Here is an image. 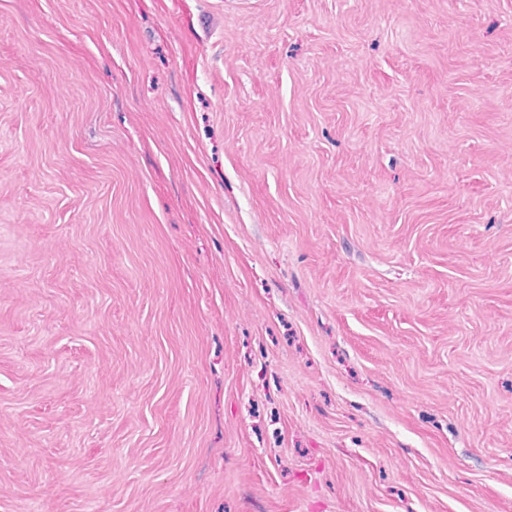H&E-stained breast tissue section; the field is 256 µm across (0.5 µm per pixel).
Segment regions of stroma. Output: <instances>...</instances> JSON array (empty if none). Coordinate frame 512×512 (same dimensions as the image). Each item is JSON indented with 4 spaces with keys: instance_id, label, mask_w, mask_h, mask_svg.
<instances>
[{
    "instance_id": "35a3bbf8",
    "label": "stroma",
    "mask_w": 512,
    "mask_h": 512,
    "mask_svg": "<svg viewBox=\"0 0 512 512\" xmlns=\"http://www.w3.org/2000/svg\"><path fill=\"white\" fill-rule=\"evenodd\" d=\"M0 512H512V0H0Z\"/></svg>"
}]
</instances>
